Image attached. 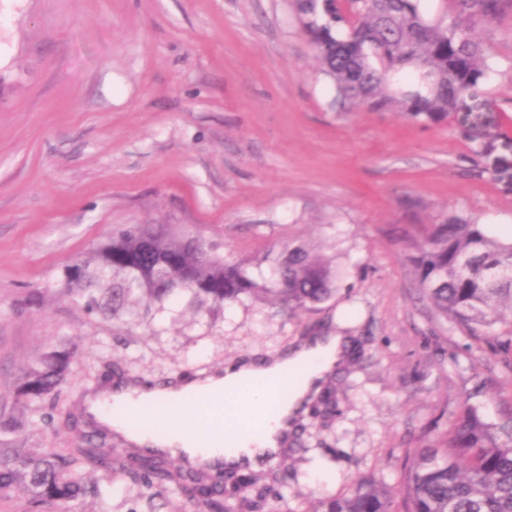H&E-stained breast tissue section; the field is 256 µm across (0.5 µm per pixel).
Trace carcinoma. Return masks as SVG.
Segmentation results:
<instances>
[{
  "label": "carcinoma",
  "mask_w": 512,
  "mask_h": 512,
  "mask_svg": "<svg viewBox=\"0 0 512 512\" xmlns=\"http://www.w3.org/2000/svg\"><path fill=\"white\" fill-rule=\"evenodd\" d=\"M425 0H295L297 21L317 52L321 72L336 89V102L392 111L428 126L466 108V97L488 80L493 67L477 28L512 14V0H450L451 13L430 17ZM408 260L423 298L443 318L470 334L487 333L512 346V237L454 213L429 225L410 245ZM274 276L257 279L246 263H229L206 239L176 234L164 224H124L94 252L64 269L67 290L90 315L163 306L188 292L201 303L269 298L304 309L336 292L331 262L303 245H284L273 259ZM80 357L78 345L53 348L23 370L11 408H0V434L54 422V400ZM502 380L504 410L488 421L467 403L442 434L413 454L404 481L391 490L366 479L319 502L312 512H512V360ZM59 423L78 431L79 445L50 453L8 448L0 440V498L23 485L33 503L56 509L100 494L86 485L88 468L147 488L184 493L193 512H268L267 487L281 481L277 467L264 476L234 473L218 481L185 473L165 456L107 448L96 434L78 429L66 414ZM401 497L402 510L394 507Z\"/></svg>",
  "instance_id": "cac0c4a2"
}]
</instances>
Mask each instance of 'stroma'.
Segmentation results:
<instances>
[{
  "instance_id": "1",
  "label": "stroma",
  "mask_w": 512,
  "mask_h": 512,
  "mask_svg": "<svg viewBox=\"0 0 512 512\" xmlns=\"http://www.w3.org/2000/svg\"><path fill=\"white\" fill-rule=\"evenodd\" d=\"M478 33L494 76L424 127L337 104L293 0H0V401L70 339L61 413L115 363L162 380L352 337L273 512H312L355 478L399 488L462 401L496 419L506 351L435 314L407 259L448 212L512 235V17ZM118 224L197 233L231 261L298 236L333 261L336 292L295 312L179 293L136 325L91 317L62 270ZM82 478L99 496L60 512H190L175 490Z\"/></svg>"
}]
</instances>
